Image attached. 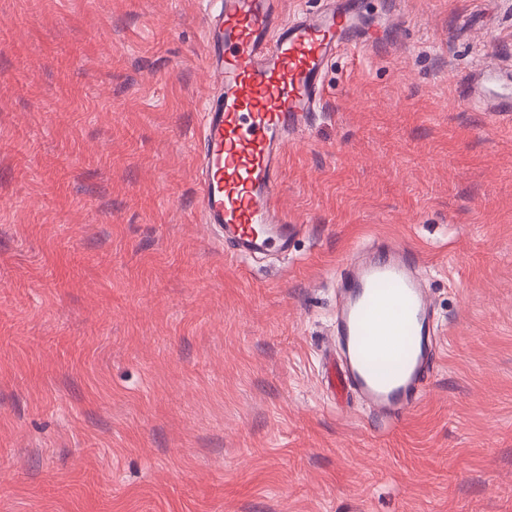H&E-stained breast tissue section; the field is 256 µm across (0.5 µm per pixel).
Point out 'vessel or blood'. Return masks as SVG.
<instances>
[{"label": "vessel or blood", "instance_id": "vessel-or-blood-1", "mask_svg": "<svg viewBox=\"0 0 512 512\" xmlns=\"http://www.w3.org/2000/svg\"><path fill=\"white\" fill-rule=\"evenodd\" d=\"M352 0L284 18L279 0H220L204 25V62L215 88L203 108L198 153L199 210L237 253L284 251L295 219L277 199L285 155L326 96L336 54L382 43ZM489 109L512 112L498 71L483 72ZM424 260L410 246L376 237L347 264L336 308L337 385L381 425L409 416L431 385L440 343L433 335Z\"/></svg>", "mask_w": 512, "mask_h": 512}]
</instances>
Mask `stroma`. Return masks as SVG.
Returning a JSON list of instances; mask_svg holds the SVG:
<instances>
[{
	"label": "stroma",
	"instance_id": "35a3bbf8",
	"mask_svg": "<svg viewBox=\"0 0 512 512\" xmlns=\"http://www.w3.org/2000/svg\"><path fill=\"white\" fill-rule=\"evenodd\" d=\"M203 0H0V512H512V0L342 53L240 257L203 224ZM420 248L442 336L387 429L323 378L354 247ZM484 84L490 92H494V102L488 106L484 104L488 112H512V96L502 89L500 74L493 68H486L483 72Z\"/></svg>",
	"mask_w": 512,
	"mask_h": 512
}]
</instances>
